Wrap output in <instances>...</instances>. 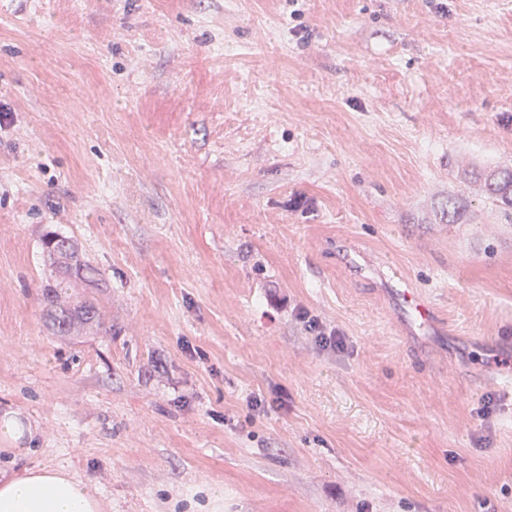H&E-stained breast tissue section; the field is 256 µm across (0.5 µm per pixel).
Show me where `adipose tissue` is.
Segmentation results:
<instances>
[{"label": "adipose tissue", "instance_id": "1", "mask_svg": "<svg viewBox=\"0 0 512 512\" xmlns=\"http://www.w3.org/2000/svg\"><path fill=\"white\" fill-rule=\"evenodd\" d=\"M0 512H100L90 481L54 467L0 473Z\"/></svg>", "mask_w": 512, "mask_h": 512}]
</instances>
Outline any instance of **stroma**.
Wrapping results in <instances>:
<instances>
[{
	"mask_svg": "<svg viewBox=\"0 0 512 512\" xmlns=\"http://www.w3.org/2000/svg\"><path fill=\"white\" fill-rule=\"evenodd\" d=\"M505 167L512 0H0V469L102 512H512ZM54 233L99 272L67 335ZM494 176L487 183L488 199L512 208V170H505ZM75 270L77 274L86 271L91 276L96 275V270L91 267H83L80 264L66 266L64 270L59 272L64 276L63 278H56L53 281H47L43 285L42 296L46 303L50 306V313L54 314V320L60 329L68 331L75 322H88L96 317V306L92 302L85 303L78 309L71 310L70 308L62 305V294H64L66 286V276ZM50 315V316H51ZM394 288H397L407 323L412 328H424L434 322L435 313L432 305L421 297L415 288L405 281H399Z\"/></svg>",
	"mask_w": 512,
	"mask_h": 512,
	"instance_id": "35a3bbf8",
	"label": "stroma"
}]
</instances>
